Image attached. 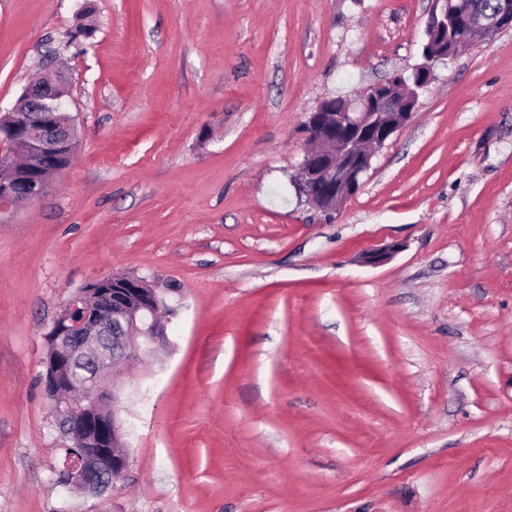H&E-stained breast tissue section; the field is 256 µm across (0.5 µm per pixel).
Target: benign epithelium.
I'll return each mask as SVG.
<instances>
[{
    "label": "benign epithelium",
    "instance_id": "7a95c632",
    "mask_svg": "<svg viewBox=\"0 0 512 512\" xmlns=\"http://www.w3.org/2000/svg\"><path fill=\"white\" fill-rule=\"evenodd\" d=\"M439 12L427 26V42L448 37V29L485 31L491 39L512 28V0H501L492 21L478 14L448 15V0H436ZM450 54L423 53L424 62L410 74L395 72L386 80L368 86L357 106L336 111V104L325 101L307 119L308 139L316 148L305 151L298 171L300 193L308 202L324 211L340 208L356 194L362 177L370 170L375 153L402 131L415 114L418 88L432 80L435 63ZM69 88L58 76L48 83L27 85L9 116L0 121V155L12 158L17 150L27 152L28 169L47 164L73 150L76 127L68 114ZM64 119H57V113ZM51 182L26 177L13 182L0 181V212L10 210L15 199L32 202L43 197ZM399 246L373 249L363 261L379 265L387 261ZM145 297V309L157 310L158 291L139 278L110 277L96 280L68 302V324L53 325L46 334L44 358L45 390L50 398L55 423L70 447L78 455L67 458L69 483L77 492L91 493L105 478L121 476L130 465L129 455L118 452L123 422L115 403L118 385L107 389L99 374L75 381L69 374L71 362L89 356L104 368L151 356L168 342L164 323L151 317L141 322L139 311L128 304Z\"/></svg>",
    "mask_w": 512,
    "mask_h": 512
}]
</instances>
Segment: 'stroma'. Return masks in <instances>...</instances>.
Instances as JSON below:
<instances>
[{
  "instance_id": "35a3bbf8",
  "label": "stroma",
  "mask_w": 512,
  "mask_h": 512,
  "mask_svg": "<svg viewBox=\"0 0 512 512\" xmlns=\"http://www.w3.org/2000/svg\"><path fill=\"white\" fill-rule=\"evenodd\" d=\"M435 8L0 0V113L60 74L77 128L0 218V512H512V29L435 64L341 209L293 187L309 113L420 64ZM120 276L169 342L118 368L130 466L82 494L45 335Z\"/></svg>"
}]
</instances>
